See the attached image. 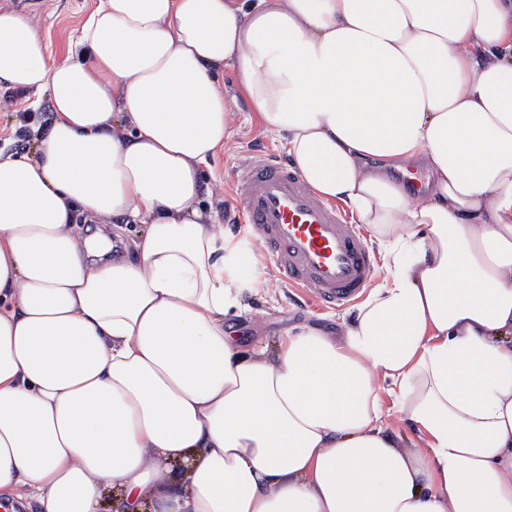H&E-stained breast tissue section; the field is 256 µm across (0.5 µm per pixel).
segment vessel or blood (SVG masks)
<instances>
[{
	"label": "vessel or blood",
	"mask_w": 512,
	"mask_h": 512,
	"mask_svg": "<svg viewBox=\"0 0 512 512\" xmlns=\"http://www.w3.org/2000/svg\"><path fill=\"white\" fill-rule=\"evenodd\" d=\"M244 224L283 283L319 307L357 302L376 274V256L359 225L301 182L288 162L263 150L236 171Z\"/></svg>",
	"instance_id": "obj_1"
}]
</instances>
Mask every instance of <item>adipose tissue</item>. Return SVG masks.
<instances>
[{"label":"adipose tissue","mask_w":512,"mask_h":512,"mask_svg":"<svg viewBox=\"0 0 512 512\" xmlns=\"http://www.w3.org/2000/svg\"><path fill=\"white\" fill-rule=\"evenodd\" d=\"M227 70L384 251L337 331L273 354L224 328L254 254L200 204ZM1 82L54 116L0 152V497L512 512V0H101L61 62L0 8ZM117 216L146 226L118 257Z\"/></svg>","instance_id":"adipose-tissue-1"}]
</instances>
